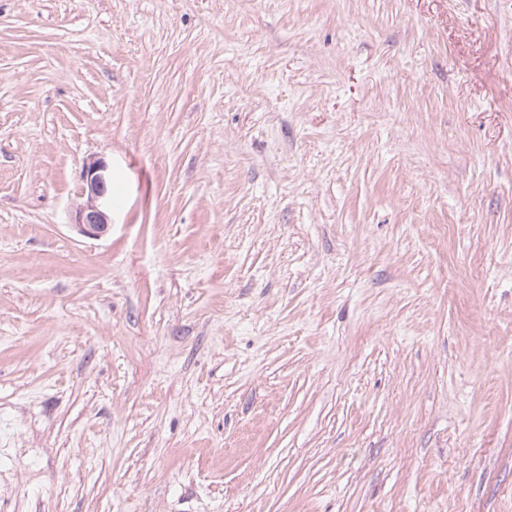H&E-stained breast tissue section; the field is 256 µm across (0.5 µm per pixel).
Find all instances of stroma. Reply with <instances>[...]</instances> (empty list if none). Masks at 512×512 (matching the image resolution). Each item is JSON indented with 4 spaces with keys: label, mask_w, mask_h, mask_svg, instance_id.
Listing matches in <instances>:
<instances>
[{
    "label": "stroma",
    "mask_w": 512,
    "mask_h": 512,
    "mask_svg": "<svg viewBox=\"0 0 512 512\" xmlns=\"http://www.w3.org/2000/svg\"><path fill=\"white\" fill-rule=\"evenodd\" d=\"M0 512H512V0H0ZM82 180L88 199L87 204L77 211L75 224L81 235L98 238L112 224V206L113 202L118 206L119 195L116 190L112 192V178L102 159H94L84 165Z\"/></svg>",
    "instance_id": "1"
}]
</instances>
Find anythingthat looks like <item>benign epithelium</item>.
Segmentation results:
<instances>
[{
  "mask_svg": "<svg viewBox=\"0 0 512 512\" xmlns=\"http://www.w3.org/2000/svg\"><path fill=\"white\" fill-rule=\"evenodd\" d=\"M87 204L77 211L76 227L89 238L103 236L112 224V178L102 159L86 163L82 171Z\"/></svg>",
  "mask_w": 512,
  "mask_h": 512,
  "instance_id": "7a95c632",
  "label": "benign epithelium"
}]
</instances>
